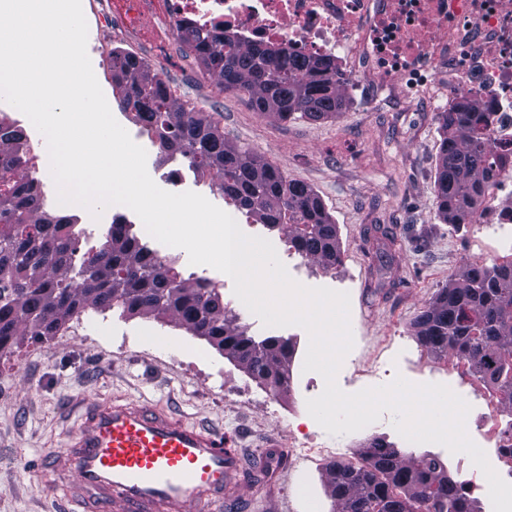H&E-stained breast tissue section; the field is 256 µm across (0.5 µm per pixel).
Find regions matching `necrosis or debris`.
Listing matches in <instances>:
<instances>
[{"instance_id": "necrosis-or-debris-1", "label": "necrosis or debris", "mask_w": 512, "mask_h": 512, "mask_svg": "<svg viewBox=\"0 0 512 512\" xmlns=\"http://www.w3.org/2000/svg\"><path fill=\"white\" fill-rule=\"evenodd\" d=\"M94 15L100 46L125 42L162 67V39L183 28L339 59L379 102L399 85L417 97L478 100L503 164L474 221L491 230L492 255L512 259V0H102ZM499 409L496 396L472 404L466 430L512 483V427Z\"/></svg>"}]
</instances>
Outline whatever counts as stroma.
<instances>
[{"label":"stroma","mask_w":512,"mask_h":512,"mask_svg":"<svg viewBox=\"0 0 512 512\" xmlns=\"http://www.w3.org/2000/svg\"><path fill=\"white\" fill-rule=\"evenodd\" d=\"M163 78L176 88L179 103L205 113L224 130L227 143L259 153L288 179L308 184L335 220L343 262L326 276L316 262L290 269V276L314 287L342 288L350 295L354 346L337 384L347 393L389 384L402 376L415 384L453 381L470 397L485 390L468 371L448 370L445 358L431 356L414 332L416 316L438 289L460 275L464 257H482L479 229H454L436 215L434 179L440 143L441 108L431 97L412 99L404 112L368 108L366 93L346 86V112L333 119L281 121L249 109L225 91L202 65L170 64ZM147 170L162 189L193 191L226 208L237 223L245 218L227 205L215 177L196 180L185 172L170 181L157 167L159 148L143 139ZM399 337L405 356H391L382 379L354 374L352 358L372 357ZM310 383L276 394L229 362L205 339L167 316H123L87 309L56 334L22 339L0 356V512H60L57 497L43 491L46 461L59 447L74 418L72 396L157 402L178 418L237 437L246 462L235 505L224 512H334L325 480V460L288 467L278 459L275 440L303 430L301 410ZM383 413L375 427L353 439L345 454L379 438L402 452L437 451L450 474H459L455 454L404 439ZM307 493L299 495L297 483Z\"/></svg>","instance_id":"1"}]
</instances>
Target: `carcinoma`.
Wrapping results in <instances>:
<instances>
[{"label":"carcinoma","instance_id":"1","mask_svg":"<svg viewBox=\"0 0 512 512\" xmlns=\"http://www.w3.org/2000/svg\"><path fill=\"white\" fill-rule=\"evenodd\" d=\"M179 40L255 112L281 121L323 120L348 107L347 81L333 58L242 48L227 34L221 47L193 31ZM111 61L112 82L124 87L119 106L135 113L161 153L214 171L224 197L258 223L286 230L296 252L325 269L342 263L335 221L309 185L288 179L254 151L230 146L217 122L178 106L169 84L140 56L119 52ZM440 122L436 214L459 229L484 202L495 163L477 101L454 99ZM27 163V152L0 149V353L21 336L55 335L88 307L118 308L123 315H167L273 392L290 390L291 340H258L232 323L220 289L203 278L184 281L175 262L159 258L132 225H112L99 247L74 262L72 218L42 211L41 195L16 176ZM414 327L430 355L466 357L473 373L500 387L512 406L511 263L466 268L437 291ZM325 472L337 512H414L422 500L428 512H481L464 478L448 479L441 458L408 457L381 439L363 445L356 462L333 461Z\"/></svg>","mask_w":512,"mask_h":512}]
</instances>
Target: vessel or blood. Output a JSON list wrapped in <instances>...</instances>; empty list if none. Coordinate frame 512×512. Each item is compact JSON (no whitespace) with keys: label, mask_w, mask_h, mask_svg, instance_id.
<instances>
[{"label":"vessel or blood","mask_w":512,"mask_h":512,"mask_svg":"<svg viewBox=\"0 0 512 512\" xmlns=\"http://www.w3.org/2000/svg\"><path fill=\"white\" fill-rule=\"evenodd\" d=\"M45 479L74 481L71 512H222L242 482L233 436L174 419L147 401L80 399Z\"/></svg>","instance_id":"obj_1"}]
</instances>
